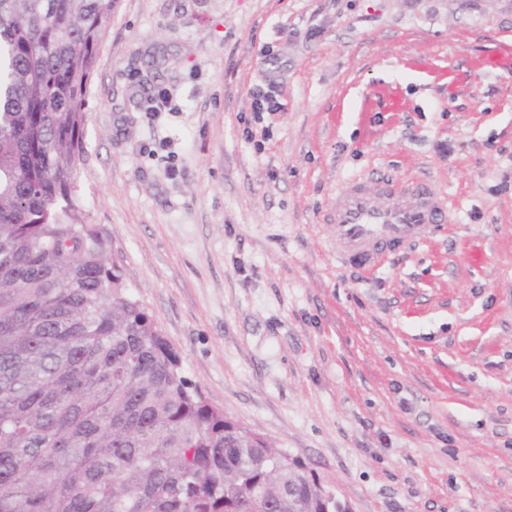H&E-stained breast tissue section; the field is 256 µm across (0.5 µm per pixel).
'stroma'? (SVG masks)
Returning <instances> with one entry per match:
<instances>
[{
	"instance_id": "stroma-1",
	"label": "stroma",
	"mask_w": 512,
	"mask_h": 512,
	"mask_svg": "<svg viewBox=\"0 0 512 512\" xmlns=\"http://www.w3.org/2000/svg\"><path fill=\"white\" fill-rule=\"evenodd\" d=\"M387 176L448 217L358 272L324 217ZM77 180L185 376L350 512H512V0H116ZM251 94L258 121L263 118V112L274 113L284 111L285 109V105L277 99L280 93L274 84H269L266 91L261 88H256Z\"/></svg>"
}]
</instances>
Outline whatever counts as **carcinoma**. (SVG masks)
<instances>
[{
	"mask_svg": "<svg viewBox=\"0 0 512 512\" xmlns=\"http://www.w3.org/2000/svg\"><path fill=\"white\" fill-rule=\"evenodd\" d=\"M114 0H0V512H348L183 374L79 205Z\"/></svg>",
	"mask_w": 512,
	"mask_h": 512,
	"instance_id": "cac0c4a2",
	"label": "carcinoma"
}]
</instances>
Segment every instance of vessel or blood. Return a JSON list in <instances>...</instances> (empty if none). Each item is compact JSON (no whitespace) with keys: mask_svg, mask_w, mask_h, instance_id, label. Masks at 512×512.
Masks as SVG:
<instances>
[{"mask_svg":"<svg viewBox=\"0 0 512 512\" xmlns=\"http://www.w3.org/2000/svg\"><path fill=\"white\" fill-rule=\"evenodd\" d=\"M447 213L446 198L426 182L381 179L370 186L353 180L339 193L326 222L332 227L337 260L370 272L388 254L420 243Z\"/></svg>","mask_w":512,"mask_h":512,"instance_id":"vessel-or-blood-1","label":"vessel or blood"}]
</instances>
